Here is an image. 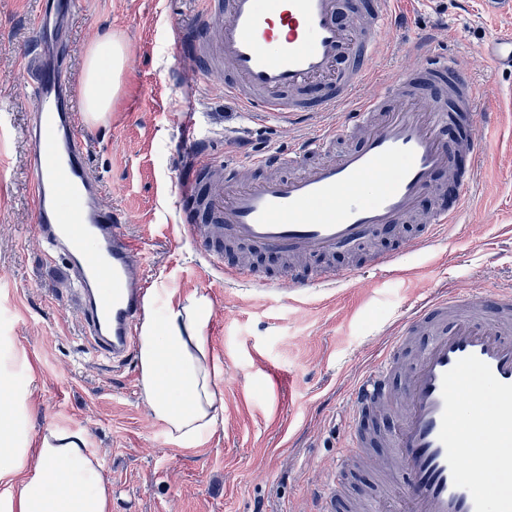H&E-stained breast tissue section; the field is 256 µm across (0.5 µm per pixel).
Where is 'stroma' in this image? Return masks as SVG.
<instances>
[{
  "instance_id": "1",
  "label": "stroma",
  "mask_w": 512,
  "mask_h": 512,
  "mask_svg": "<svg viewBox=\"0 0 512 512\" xmlns=\"http://www.w3.org/2000/svg\"><path fill=\"white\" fill-rule=\"evenodd\" d=\"M41 8L42 0H0V336L12 337L33 366L37 428L85 432L104 461L112 512H314L312 496L347 442L346 393L400 321L443 290L512 284V69L482 54L488 38L512 31V7L408 0L364 88L375 95L400 71L417 69L419 40L459 63L476 89L477 112L493 116L478 127L476 161L457 162L475 170L463 223L393 267L362 269L334 288H290L284 257L259 252L260 272L286 284L262 295L225 284L235 259L215 267L195 247L203 226L181 222L175 179L195 158L288 151L324 117L292 125L260 119L225 94L223 74L203 73L196 55L201 0H79L67 56L75 82L105 33L127 48L111 111L79 127L100 199L144 243L151 283L203 293L214 304L207 336L223 370L224 427L191 442L173 439L149 415L137 357L109 362L89 350L65 261L43 256L24 136L32 108L26 62ZM188 101L202 130L197 143L185 142L179 126ZM386 455L379 444L366 449L348 479L349 493L368 497L372 512L396 506L379 475Z\"/></svg>"
}]
</instances>
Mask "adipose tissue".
<instances>
[{
	"label": "adipose tissue",
	"mask_w": 512,
	"mask_h": 512,
	"mask_svg": "<svg viewBox=\"0 0 512 512\" xmlns=\"http://www.w3.org/2000/svg\"><path fill=\"white\" fill-rule=\"evenodd\" d=\"M126 48L108 34L93 44L85 61V111L97 121L119 91ZM166 297L164 318L153 305ZM213 315L208 296H180L159 283L144 298L139 325L140 394L170 436L196 440L224 424L222 370L206 329ZM30 362L11 337L0 336V512H111L112 488L102 460L78 431L45 427L34 433L31 392L18 375Z\"/></svg>",
	"instance_id": "obj_1"
}]
</instances>
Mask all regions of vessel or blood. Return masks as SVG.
I'll return each instance as SVG.
<instances>
[{"instance_id":"vessel-or-blood-1","label":"vessel or blood","mask_w":512,"mask_h":512,"mask_svg":"<svg viewBox=\"0 0 512 512\" xmlns=\"http://www.w3.org/2000/svg\"><path fill=\"white\" fill-rule=\"evenodd\" d=\"M398 0H205L199 39L224 61V91L247 111L293 123L326 112L335 123L288 152L250 159L258 180L225 188L209 178L214 161L193 165L176 182L186 223L207 220L202 242L212 263L225 241L289 256L326 254L414 220L411 252L462 223L463 208L416 211L437 193L438 177L454 170L447 141L448 106L472 110L471 82L456 61L425 57L378 94L363 96ZM75 0H43L31 43L33 101L25 135L36 232L50 254L63 256L78 297L91 350L109 360L132 355L148 288L144 246L102 205L79 140L80 115L65 62ZM486 57L512 68V34L493 36ZM229 275L249 290H277L278 280L244 268ZM332 270L294 277V287L332 288ZM426 334L414 347L418 334ZM413 363L401 392L392 388L405 358ZM473 386L459 399L463 379ZM348 445L317 493L328 504L352 452L373 445L370 414L400 405L390 441V472L405 512H512V286L490 293L459 291L419 305L398 327L379 359L353 385Z\"/></svg>"}]
</instances>
